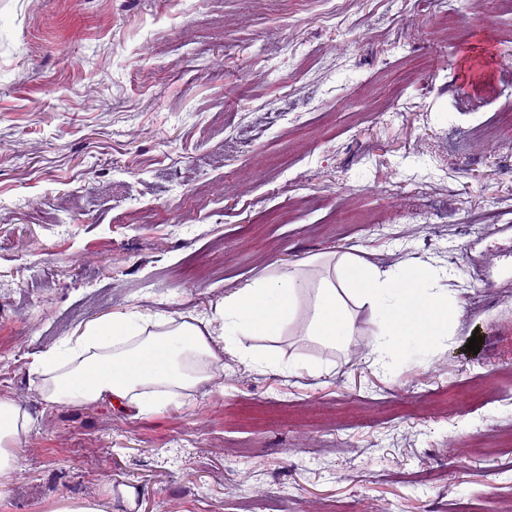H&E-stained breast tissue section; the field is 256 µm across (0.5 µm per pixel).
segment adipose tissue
Returning a JSON list of instances; mask_svg holds the SVG:
<instances>
[{"instance_id": "obj_1", "label": "adipose tissue", "mask_w": 512, "mask_h": 512, "mask_svg": "<svg viewBox=\"0 0 512 512\" xmlns=\"http://www.w3.org/2000/svg\"><path fill=\"white\" fill-rule=\"evenodd\" d=\"M432 275L421 266L395 276L344 253L318 282L294 268L257 279L193 323L123 312L92 321L79 335L35 355L30 372L49 404L109 401L142 413L208 380L225 346L241 349L247 336H277L298 321L311 340L347 346L356 334L355 311L362 307L387 336L384 354L375 360L380 366L385 356H403L410 346H423L447 330L453 309L446 294L428 292ZM28 424L15 402L0 400L1 472L15 465L5 444Z\"/></svg>"}]
</instances>
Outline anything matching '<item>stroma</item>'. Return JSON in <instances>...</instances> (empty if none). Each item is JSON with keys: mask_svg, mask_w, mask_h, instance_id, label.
<instances>
[{"mask_svg": "<svg viewBox=\"0 0 512 512\" xmlns=\"http://www.w3.org/2000/svg\"><path fill=\"white\" fill-rule=\"evenodd\" d=\"M0 0V512H512V11L462 0ZM353 252L454 318L372 366L256 336L152 412L46 404L34 354L115 312L201 318ZM479 335V353L467 352ZM321 373H313L316 365ZM29 424V417L21 412L20 407L8 399L0 400V471L12 469L15 458L2 448L6 443L14 442L25 432Z\"/></svg>", "mask_w": 512, "mask_h": 512, "instance_id": "35a3bbf8", "label": "stroma"}]
</instances>
